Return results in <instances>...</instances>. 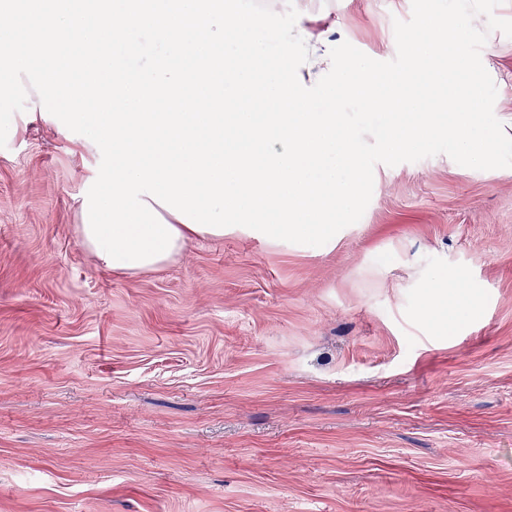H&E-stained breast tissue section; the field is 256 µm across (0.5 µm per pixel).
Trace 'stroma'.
Instances as JSON below:
<instances>
[{
    "label": "stroma",
    "instance_id": "obj_1",
    "mask_svg": "<svg viewBox=\"0 0 512 512\" xmlns=\"http://www.w3.org/2000/svg\"><path fill=\"white\" fill-rule=\"evenodd\" d=\"M291 5L378 61L411 16ZM481 59L512 136V38ZM85 175L43 126L0 148V512H512L511 171L379 164L335 242L134 275L78 241ZM427 276L458 287L423 317Z\"/></svg>",
    "mask_w": 512,
    "mask_h": 512
}]
</instances>
